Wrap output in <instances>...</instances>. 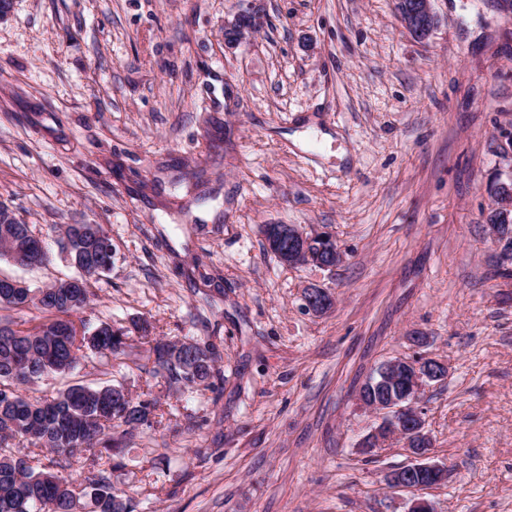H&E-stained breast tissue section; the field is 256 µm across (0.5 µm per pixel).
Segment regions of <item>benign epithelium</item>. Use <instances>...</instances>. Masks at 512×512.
Wrapping results in <instances>:
<instances>
[{
  "instance_id": "benign-epithelium-1",
  "label": "benign epithelium",
  "mask_w": 512,
  "mask_h": 512,
  "mask_svg": "<svg viewBox=\"0 0 512 512\" xmlns=\"http://www.w3.org/2000/svg\"><path fill=\"white\" fill-rule=\"evenodd\" d=\"M241 3L243 7L233 18L224 19V29L234 32V39L224 43L228 49L251 41L264 23L263 17L252 7V0H241ZM399 15L404 28L420 42L428 39L436 24L432 0H412L409 4L405 3ZM492 192L495 201L492 214L508 216L512 211V184L495 183ZM263 234L275 246L283 242L288 243V250L277 252V257L290 267L310 260L308 245L315 238L326 242V256L321 262L322 267L333 268L343 259L339 245L328 231L308 234L295 224H267L263 228ZM320 295L319 299L305 298L308 309L315 313H324L332 305V299L326 289H320ZM447 375L448 364L442 359L426 355L396 358L376 369V376L390 385L389 391L375 400L366 398L362 392L358 393L360 403L381 418L378 426L361 439L359 447L363 453L369 454L376 448H383L395 441H403L416 458L414 463L387 475L389 487L419 491L436 484V480L446 475V466L426 461L432 441L426 431L419 403L425 389L442 382Z\"/></svg>"
}]
</instances>
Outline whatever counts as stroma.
<instances>
[{
  "label": "stroma",
  "mask_w": 512,
  "mask_h": 512,
  "mask_svg": "<svg viewBox=\"0 0 512 512\" xmlns=\"http://www.w3.org/2000/svg\"><path fill=\"white\" fill-rule=\"evenodd\" d=\"M433 6L420 42L396 0H259L264 26L229 51L240 0H12L0 20V204L50 253L0 275L73 276L62 227L102 225L112 268L74 324L142 317L219 355L210 387L184 389L139 370L134 334L109 369L28 385L151 391L162 423L112 474L138 512H407L385 477L413 458L358 450L377 419L357 393L419 355L448 363L421 400L448 474L422 497L512 512V264L486 220L512 179V0ZM310 117L333 139L296 148ZM266 224L332 232L343 260L285 266Z\"/></svg>",
  "instance_id": "1"
}]
</instances>
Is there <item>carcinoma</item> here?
Instances as JSON below:
<instances>
[{
	"label": "carcinoma",
	"mask_w": 512,
	"mask_h": 512,
	"mask_svg": "<svg viewBox=\"0 0 512 512\" xmlns=\"http://www.w3.org/2000/svg\"><path fill=\"white\" fill-rule=\"evenodd\" d=\"M66 225L62 238L71 242L72 257L87 260L75 279L82 282V297L67 303L70 280L45 288L23 284L0 288V310L23 309L30 305L41 311L38 323L26 329L12 328L13 321L0 317V512H76L89 498L91 512H136L134 497L114 489L105 460L124 455L133 431L159 424L158 401L133 397L122 383L89 386L74 383L39 398L30 397L25 386L51 375L71 371L91 353L109 366L127 356V340L134 331L150 344L152 367L137 365L153 377L184 386H211L216 376L217 353L193 341L149 338L151 324L134 320L132 329L114 328L102 322L90 332L78 333L71 316L90 302L91 281L112 268V251L102 247L109 240L102 225L86 227L72 236ZM25 252L27 267L49 261L44 242L30 226L0 208V259L15 260ZM50 453L48 463L35 468L14 452L19 442ZM85 459L87 475L77 490L59 472L75 458Z\"/></svg>",
	"instance_id": "carcinoma-1"
}]
</instances>
